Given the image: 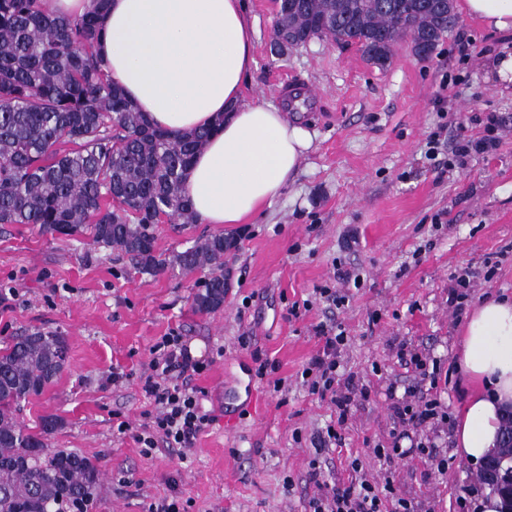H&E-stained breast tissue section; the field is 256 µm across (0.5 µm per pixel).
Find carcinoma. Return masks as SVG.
Segmentation results:
<instances>
[{
	"mask_svg": "<svg viewBox=\"0 0 512 512\" xmlns=\"http://www.w3.org/2000/svg\"><path fill=\"white\" fill-rule=\"evenodd\" d=\"M454 0H280L271 49L288 38L359 47L384 67L405 38L429 58L457 24ZM108 0L79 18L44 14L39 0H0V225L32 224L56 238L88 236L129 255L151 274L155 224L167 214L196 220L185 188L209 130L173 137L152 126L114 85L95 53L98 17ZM233 233L215 234L176 257L182 271L206 272L193 302L200 312L224 306L225 257ZM65 338L32 330L0 351V512H63L93 499L100 471L88 457L48 447L61 423L41 418L30 431L16 418L21 402L41 395L66 365ZM481 482L502 495L512 486V448L483 462Z\"/></svg>",
	"mask_w": 512,
	"mask_h": 512,
	"instance_id": "1",
	"label": "carcinoma"
}]
</instances>
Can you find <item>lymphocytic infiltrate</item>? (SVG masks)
Returning <instances> with one entry per match:
<instances>
[{"label":"lymphocytic infiltrate","mask_w":512,"mask_h":512,"mask_svg":"<svg viewBox=\"0 0 512 512\" xmlns=\"http://www.w3.org/2000/svg\"><path fill=\"white\" fill-rule=\"evenodd\" d=\"M315 334L322 340L323 347L310 358L301 377L310 394L329 398L336 408L335 424L315 436L318 450L325 451L343 446L342 429L350 406L357 398L365 397L366 390L360 386L357 376L346 371L343 365L341 352L346 338L340 324L319 323ZM153 352L151 373L143 390L154 410L148 413L146 422L140 424L135 438L149 450L160 443L168 448L193 447L198 435L211 422L210 416L202 410L197 389L191 384L203 366L193 361L181 336L174 333L163 337ZM439 406L438 399L423 402L416 390L405 389L395 408L392 446L386 450L375 449V456L404 458L412 455L421 445L415 441V434L425 430L432 433L426 444L436 448V440L444 433L448 422L447 414L439 413ZM350 466L354 477L349 485L317 484L308 501L309 512H414L412 504L405 499L388 501L368 479L359 460H351Z\"/></svg>","instance_id":"obj_1"}]
</instances>
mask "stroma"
Returning a JSON list of instances; mask_svg holds the SVG:
<instances>
[{"label": "stroma", "mask_w": 512, "mask_h": 512, "mask_svg": "<svg viewBox=\"0 0 512 512\" xmlns=\"http://www.w3.org/2000/svg\"><path fill=\"white\" fill-rule=\"evenodd\" d=\"M255 34V65L245 102L287 107L298 90L308 109L300 124L312 147L282 194L243 224L161 223L156 251L166 258L207 236L237 233L226 258L230 272L222 308L202 313L193 296L202 272L139 271L122 251L88 239L50 238L30 224L0 225V349L33 329L55 331L68 347L66 366L17 417L37 430L57 416L53 448L95 460L101 482L88 512H148L178 490L186 512H307L316 479L350 480L360 459L377 483L391 482L417 512H474L485 487L480 468L459 460L445 435L436 457L386 462L373 454L390 445L394 392L420 383L395 346L406 342L437 359L448 386L441 399L449 417L464 408L468 385L455 368V347L470 309L489 295L512 294V93L499 91L481 68L499 38L459 18L429 59L410 40L399 41L385 68L368 64L354 46L314 40L272 55L271 0H245ZM471 54L461 58L460 42ZM445 96L444 111L434 100ZM495 114L499 146L449 169L447 154L425 156L441 132L454 144L456 123ZM356 232L353 251L343 248ZM360 269L359 287L336 307L314 299L315 289L338 284L336 268ZM469 276L458 305L448 302L453 277ZM311 300L298 316L293 303ZM341 324L347 370L367 389L346 423L342 452L312 468L313 433L336 420L327 400L311 395L301 373L321 348L315 327ZM179 332L204 372L194 377L212 421L190 448L144 454L120 423L138 426L151 408L142 386L162 336ZM251 339L242 349L239 337ZM276 368L258 377V359ZM119 382H112L113 373ZM254 380L263 404L224 426V378ZM283 380L274 389L275 380Z\"/></svg>", "instance_id": "35a3bbf8"}]
</instances>
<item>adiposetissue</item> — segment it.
Returning <instances> with one entry per match:
<instances>
[{"instance_id":"adipose-tissue-1","label":"adipose tissue","mask_w":512,"mask_h":512,"mask_svg":"<svg viewBox=\"0 0 512 512\" xmlns=\"http://www.w3.org/2000/svg\"><path fill=\"white\" fill-rule=\"evenodd\" d=\"M459 9L502 35L483 68L512 83V0H461ZM97 53L156 126L180 136L215 125L187 178L199 223H245L281 194L311 148L309 132L280 108L242 98L254 64L244 0H109ZM456 366L472 388L455 422V453L479 464L512 408V297L474 306Z\"/></svg>"}]
</instances>
